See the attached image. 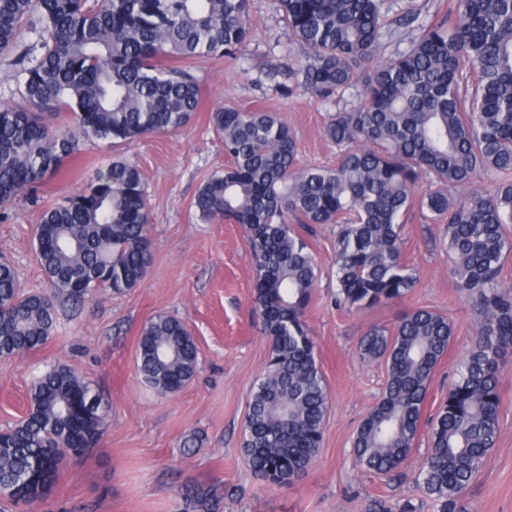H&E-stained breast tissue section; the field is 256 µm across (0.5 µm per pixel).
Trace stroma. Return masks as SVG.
I'll use <instances>...</instances> for the list:
<instances>
[{"label": "stroma", "instance_id": "stroma-1", "mask_svg": "<svg viewBox=\"0 0 512 512\" xmlns=\"http://www.w3.org/2000/svg\"><path fill=\"white\" fill-rule=\"evenodd\" d=\"M252 15V37L237 58L191 63L202 101L187 127L128 145L81 141L54 176L35 193L19 194L0 214V259L12 264L22 290L50 291L36 260V224L45 209L120 159L142 173L151 239L150 266L138 286L100 292L80 304L60 301L40 349L0 357V431L25 416L34 384L57 365L93 385L105 416L97 445L61 468L48 497L8 512H368L377 500L386 512H438L416 480L426 438L417 439L409 462L392 478L361 469L352 448L385 380L380 362L357 353L369 329L392 327L402 311L418 307L453 324V341L429 387L430 411L447 396L456 364L472 345L474 317L441 247L443 229L417 212L405 225L403 251L419 272L417 285L400 301L360 312L336 306V227L316 225L309 243L321 279L307 321L330 391L323 444L308 474L288 487L265 485L242 455L241 426L269 343L253 316L252 257L240 226L203 219L193 206L198 188L227 164L210 112L230 102L278 113L298 141L301 161L330 165L336 149L322 134L324 122L357 102L352 89L324 99L294 76L270 79V69L296 65L302 52L277 0H252ZM159 314L183 320L198 348L194 377L169 395L156 393L138 370L140 330ZM500 391L498 439L460 498L459 512H512V363Z\"/></svg>", "mask_w": 512, "mask_h": 512}]
</instances>
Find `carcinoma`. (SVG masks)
<instances>
[{"label": "carcinoma", "instance_id": "1", "mask_svg": "<svg viewBox=\"0 0 512 512\" xmlns=\"http://www.w3.org/2000/svg\"><path fill=\"white\" fill-rule=\"evenodd\" d=\"M291 40L304 54L293 75L318 96L369 75L356 107L328 117L333 167L298 166L299 147L275 112L214 109L210 121L230 165L208 179L193 206L207 220L239 224L252 257L253 308L270 350L242 428V454L268 485L302 478L323 440L329 401L306 313L319 270L307 236L336 225V305L350 310L399 300L417 283L403 260V225L418 209L443 225L451 272L476 321L470 350L448 395L426 421L428 453L418 482L439 512H457L499 432L500 374L512 355V0H455L434 22L405 9L396 28L421 35L394 55L377 56L391 32L383 0H280ZM39 38L18 56L22 104H0V205L41 185L81 137L128 142L187 126L201 96L193 75L166 64L233 57L253 31L251 0H0V54L19 47L22 30ZM71 121L78 134L53 126ZM478 170L502 176L493 190L463 201L452 190ZM149 213L140 170L115 160L34 231L38 263L56 293L23 295L15 271L0 266V356L28 353L50 335L58 294L72 301L100 290L121 293L144 278L151 258ZM454 336L442 314L412 308L393 328L361 339L365 361H383L381 395L353 440L357 463L391 476L419 435L435 370ZM196 343L168 315L146 322L138 368L160 395L195 373ZM92 399L76 418L71 397ZM101 399L64 365L42 375L28 414L0 437V498L33 502L53 482L79 438L102 433Z\"/></svg>", "mask_w": 512, "mask_h": 512}]
</instances>
